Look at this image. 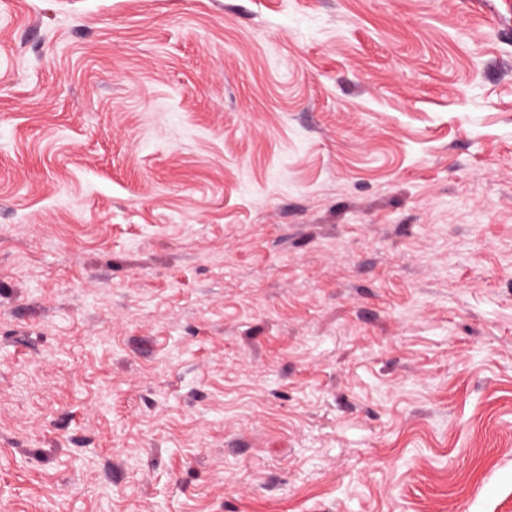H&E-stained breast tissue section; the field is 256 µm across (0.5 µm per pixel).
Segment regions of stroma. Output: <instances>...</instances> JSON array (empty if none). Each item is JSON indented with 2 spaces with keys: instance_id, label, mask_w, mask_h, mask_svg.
<instances>
[{
  "instance_id": "stroma-1",
  "label": "stroma",
  "mask_w": 512,
  "mask_h": 512,
  "mask_svg": "<svg viewBox=\"0 0 512 512\" xmlns=\"http://www.w3.org/2000/svg\"><path fill=\"white\" fill-rule=\"evenodd\" d=\"M0 512H512V0H0Z\"/></svg>"
}]
</instances>
